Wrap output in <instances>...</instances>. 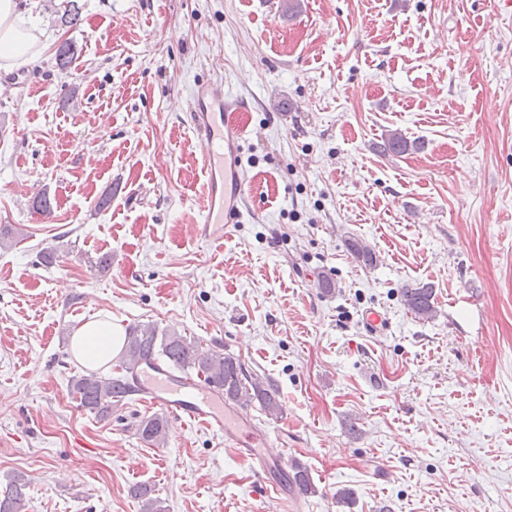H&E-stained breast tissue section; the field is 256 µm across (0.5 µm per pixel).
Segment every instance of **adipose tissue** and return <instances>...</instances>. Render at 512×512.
<instances>
[{
  "label": "adipose tissue",
  "instance_id": "adipose-tissue-1",
  "mask_svg": "<svg viewBox=\"0 0 512 512\" xmlns=\"http://www.w3.org/2000/svg\"><path fill=\"white\" fill-rule=\"evenodd\" d=\"M30 0H0V68L12 69L32 63L42 49L33 33ZM125 336L110 318L81 325L72 336V352L91 367L117 356Z\"/></svg>",
  "mask_w": 512,
  "mask_h": 512
}]
</instances>
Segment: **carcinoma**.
<instances>
[{
  "mask_svg": "<svg viewBox=\"0 0 512 512\" xmlns=\"http://www.w3.org/2000/svg\"><path fill=\"white\" fill-rule=\"evenodd\" d=\"M74 50L64 42L56 50V66L68 71ZM416 147L402 133L394 131L382 139L379 151L399 155ZM401 297L407 312L426 321L436 314L433 287L405 285ZM163 361L180 371H194L197 378L213 390L224 394V402L249 407L258 403L267 415L281 413L282 405L277 390L268 381L250 373L234 356L215 349H203L185 336L175 332L158 331L154 325L138 326L128 331L127 342L119 358V376L96 374L75 376L70 380L72 393L79 406L98 417L112 415V408L136 392L134 381L138 370ZM167 420L152 415L141 421L137 434L148 445L160 446L166 439ZM291 482L306 493L314 491L307 468L297 463L293 467ZM25 476L16 474L5 488L0 490V512H28V500L24 488ZM140 504V512H160V502L153 497V489L141 484L131 491Z\"/></svg>",
  "mask_w": 512,
  "mask_h": 512,
  "instance_id": "1",
  "label": "carcinoma"
}]
</instances>
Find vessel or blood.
I'll return each mask as SVG.
<instances>
[{"mask_svg":"<svg viewBox=\"0 0 512 512\" xmlns=\"http://www.w3.org/2000/svg\"><path fill=\"white\" fill-rule=\"evenodd\" d=\"M190 100L191 123L206 143L202 224L208 228L239 223L253 196L252 185L240 173L242 130L235 120L246 103L218 81L195 83ZM140 389L152 407L173 421H195L223 435L242 456L254 461L262 486L274 485L275 474L286 470L282 456L266 453V437L211 389L176 378L162 368L143 376Z\"/></svg>","mask_w":512,"mask_h":512,"instance_id":"vessel-or-blood-1","label":"vessel or blood"}]
</instances>
